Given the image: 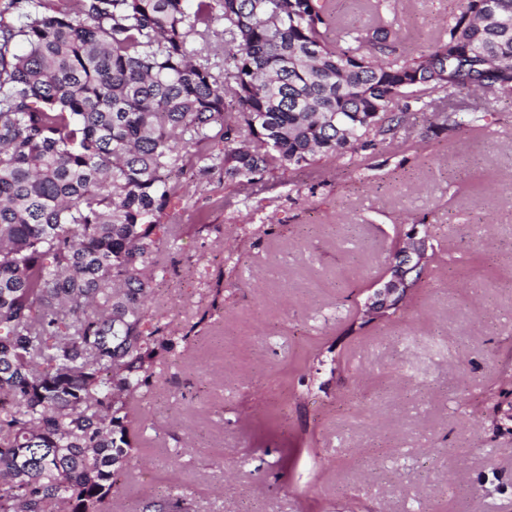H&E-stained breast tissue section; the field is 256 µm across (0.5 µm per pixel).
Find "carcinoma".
Masks as SVG:
<instances>
[{
	"label": "carcinoma",
	"instance_id": "carcinoma-1",
	"mask_svg": "<svg viewBox=\"0 0 512 512\" xmlns=\"http://www.w3.org/2000/svg\"><path fill=\"white\" fill-rule=\"evenodd\" d=\"M366 7L351 27L331 0L0 3V512H109L138 463L132 401L191 340L146 307L174 172L273 179L394 139L401 102L512 96V0H460L419 47L395 0ZM221 20L217 76L192 43Z\"/></svg>",
	"mask_w": 512,
	"mask_h": 512
}]
</instances>
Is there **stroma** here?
<instances>
[{
	"label": "stroma",
	"mask_w": 512,
	"mask_h": 512,
	"mask_svg": "<svg viewBox=\"0 0 512 512\" xmlns=\"http://www.w3.org/2000/svg\"><path fill=\"white\" fill-rule=\"evenodd\" d=\"M458 0H401L427 45ZM489 112L483 132L441 112ZM397 138L283 182L193 177L147 305L188 344L136 402L112 512H512V99L411 104ZM422 224L441 255L389 320L361 312Z\"/></svg>",
	"instance_id": "35a3bbf8"
}]
</instances>
